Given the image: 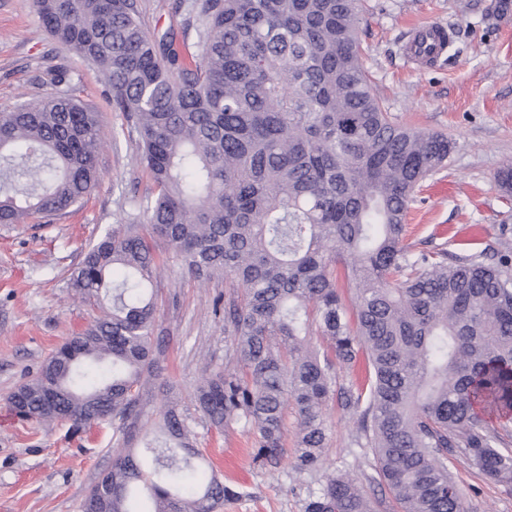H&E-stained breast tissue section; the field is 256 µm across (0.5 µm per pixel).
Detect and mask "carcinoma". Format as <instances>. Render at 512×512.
Segmentation results:
<instances>
[{"label": "carcinoma", "mask_w": 512, "mask_h": 512, "mask_svg": "<svg viewBox=\"0 0 512 512\" xmlns=\"http://www.w3.org/2000/svg\"><path fill=\"white\" fill-rule=\"evenodd\" d=\"M37 7L48 34L101 73L156 188L145 231L112 229L71 273L80 299L110 290V303L9 397L26 420L118 421L124 453L80 512H135L141 495L148 512H219L248 496L191 443L199 422L240 426L268 468L284 455L291 410L292 467L316 472L335 393L399 512H464L450 455L512 486V255L488 263L406 243L415 188L454 142L383 109L361 58L362 0H196L192 66L173 32L146 31L135 0ZM99 131V113L71 93L1 110L0 224L78 206L100 179ZM155 238L229 293L224 363L202 370L193 411L161 402L146 467L132 443L156 365ZM361 358L364 378L339 382L336 365ZM304 512L370 505L357 478L330 476Z\"/></svg>", "instance_id": "obj_1"}]
</instances>
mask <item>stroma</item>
<instances>
[{"label":"stroma","instance_id":"35a3bbf8","mask_svg":"<svg viewBox=\"0 0 512 512\" xmlns=\"http://www.w3.org/2000/svg\"><path fill=\"white\" fill-rule=\"evenodd\" d=\"M495 0H365L359 28L363 63L384 110L397 122L445 134L454 150L445 168L426 177L406 214V240L414 251L446 247L459 255L495 246L512 252V201L494 183L512 163V6L491 16ZM194 0H137L144 27L173 32L180 49L196 52L198 32L185 26ZM439 21L458 38L449 57L427 70L407 68L399 44L411 24ZM59 67L68 90L100 114L104 148L101 180L69 213L24 224H0V512H79L87 490L108 469L119 449L111 424L72 431L70 424L43 426L19 420L8 396L33 378L67 336L97 315L74 298L69 275L88 247L120 224L146 223L140 208L153 185L139 162L138 138L124 113L113 110L98 73L60 48L43 30L35 0H0V111L51 93L44 78ZM466 225L482 228L476 244H459ZM161 276L156 290L153 343L159 379L146 409L157 423L166 388L189 402L206 359H224V318L213 301L223 281L201 282L183 270L166 245L156 247ZM329 428L324 468L300 475L291 457L278 467L254 464L247 434L197 426L196 446L225 483L247 486L250 495L225 502L221 512H304L307 487L325 475H364L373 512H397L355 443L351 416L337 400L326 408ZM448 469L461 489L466 512H512V487L485 480L464 459Z\"/></svg>","mask_w":512,"mask_h":512}]
</instances>
